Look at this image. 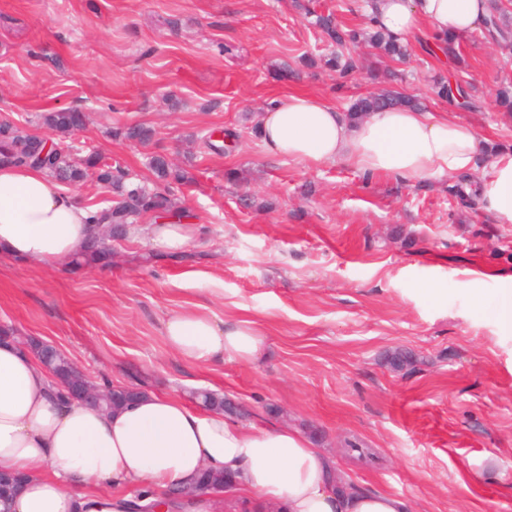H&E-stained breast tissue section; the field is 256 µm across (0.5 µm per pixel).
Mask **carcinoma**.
<instances>
[{
  "label": "carcinoma",
  "instance_id": "carcinoma-1",
  "mask_svg": "<svg viewBox=\"0 0 512 512\" xmlns=\"http://www.w3.org/2000/svg\"><path fill=\"white\" fill-rule=\"evenodd\" d=\"M487 24L496 30L501 39H508L507 14L500 3H494ZM314 25L320 28L326 35L327 41L337 48L336 52L325 59L324 64L336 71L340 78L349 76L356 68V61L348 51L351 46L360 41L362 33L344 27L331 13L315 15ZM368 39L386 57L400 59L405 56L400 44L393 42L378 30L369 33ZM435 94L439 99L450 104L460 101L468 103L471 99L468 83L461 79L451 81L446 78L440 81L435 87ZM403 106L415 107L417 101L397 90L386 89L358 98L351 105L348 115L352 119H358L369 112ZM40 121L43 126L56 134L67 136L84 124L85 115L77 109L61 108L41 113ZM112 136L122 142L147 146L153 141L154 131L144 124H127L113 128ZM34 140L35 136L26 130L9 122L0 123V161L18 166H37L48 171L55 180L67 183L80 182L91 171L96 173L99 181L112 185L114 198L110 208H112L111 217L114 224L127 227L134 223L137 217L147 213H155L159 210L171 213L181 210L177 199L171 194V185L188 183L191 177L185 169L170 162L162 153L151 156V182L142 186L126 179L123 173L113 174L111 166L103 162V157L99 153H91L78 162L59 152L55 154L50 151L42 158L33 156L30 154V148ZM465 182L466 179L463 177L457 179L448 187V192L461 205L469 207L473 203V198L466 194ZM81 260L108 264L111 262V253L99 239L95 238L86 246L84 253L75 258L77 262ZM196 398L210 407L224 404V413L228 415H234L237 412L232 402L223 401L212 392L198 393ZM196 483L200 487L219 492L230 483V478L214 477L204 472L198 476Z\"/></svg>",
  "mask_w": 512,
  "mask_h": 512
}]
</instances>
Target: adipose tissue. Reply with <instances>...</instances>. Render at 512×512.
Segmentation results:
<instances>
[{
    "label": "adipose tissue",
    "mask_w": 512,
    "mask_h": 512,
    "mask_svg": "<svg viewBox=\"0 0 512 512\" xmlns=\"http://www.w3.org/2000/svg\"><path fill=\"white\" fill-rule=\"evenodd\" d=\"M490 0H363L374 27L404 43L431 35L466 38L482 31ZM267 154L309 165L343 162L361 173L413 183L477 174L481 201L512 224V151L494 155L478 174L481 137L445 112L394 108L350 122L323 99L295 93L256 118ZM90 208L46 171L0 164V253L47 266L72 258L96 232ZM197 227L173 217L131 226L150 247L180 254ZM169 348L190 364L231 358L251 363L265 337L254 322L227 323L195 310L163 323ZM0 469L26 483L9 512H119L112 486L162 493L202 470L237 476L234 496L252 512H412L403 497L359 487L300 431L259 427L199 410L177 394L145 391L133 403L103 410L68 400L36 349L0 339Z\"/></svg>",
    "instance_id": "ef3b65f1"
}]
</instances>
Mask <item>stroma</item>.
<instances>
[{
  "instance_id": "obj_1",
  "label": "stroma",
  "mask_w": 512,
  "mask_h": 512,
  "mask_svg": "<svg viewBox=\"0 0 512 512\" xmlns=\"http://www.w3.org/2000/svg\"><path fill=\"white\" fill-rule=\"evenodd\" d=\"M407 48L400 63L361 44L340 81L320 61L331 52L321 31L290 0H0V122L44 137L39 113L79 109L84 127L55 145L140 178L151 152L167 154L193 177L172 193L200 226L176 258L130 236L110 242L107 266L0 254V326L107 386L188 401L207 389L249 421L297 428L353 481L414 512H512V335L472 299L512 274V224L481 203L460 206L447 179L406 184L273 158L252 130L278 97L307 93L343 112L389 87L512 149V112L496 104L512 81V42L472 38L457 60L415 40ZM286 64L296 77L277 80ZM453 73L471 84L470 106L431 96L434 79ZM133 122L154 128L151 148L113 140V126ZM223 129L236 137L218 155L204 141ZM428 286L447 298L430 299ZM187 308L255 322L260 360H181L162 322ZM400 350L413 365H391Z\"/></svg>"
}]
</instances>
